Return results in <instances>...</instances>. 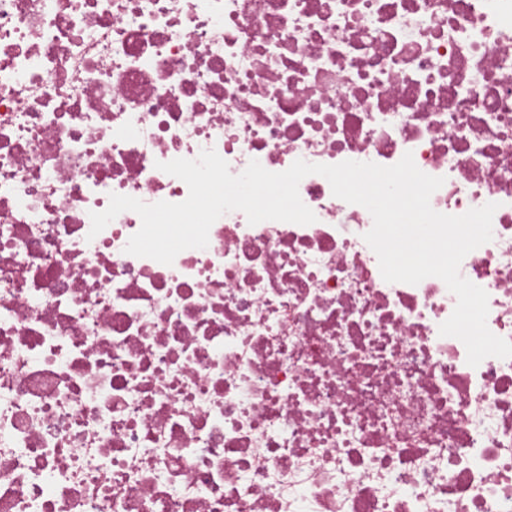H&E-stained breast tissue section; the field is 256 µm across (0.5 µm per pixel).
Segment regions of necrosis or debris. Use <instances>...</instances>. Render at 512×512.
<instances>
[{
  "instance_id": "4bbe7bcc",
  "label": "necrosis or debris",
  "mask_w": 512,
  "mask_h": 512,
  "mask_svg": "<svg viewBox=\"0 0 512 512\" xmlns=\"http://www.w3.org/2000/svg\"><path fill=\"white\" fill-rule=\"evenodd\" d=\"M205 149L497 203L460 273L512 341V0H0V512H512V358L470 366L323 176L316 222L231 211L170 265L135 212L90 236Z\"/></svg>"
}]
</instances>
